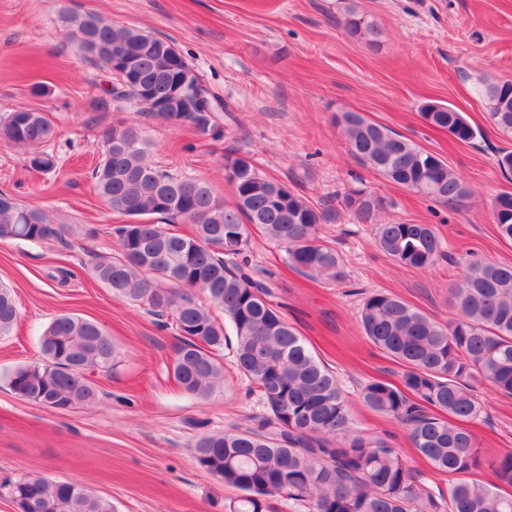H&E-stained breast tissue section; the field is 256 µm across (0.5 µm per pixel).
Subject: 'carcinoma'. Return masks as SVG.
Instances as JSON below:
<instances>
[{
	"label": "carcinoma",
	"instance_id": "obj_1",
	"mask_svg": "<svg viewBox=\"0 0 512 512\" xmlns=\"http://www.w3.org/2000/svg\"><path fill=\"white\" fill-rule=\"evenodd\" d=\"M346 34L376 46L382 30L354 8L344 13ZM99 45L89 50L83 35ZM68 38L92 60L112 69V54L129 48L135 79L112 74L114 102L134 101L150 117L192 123L213 140L224 135L221 115L229 106L207 84L174 43L153 33L118 26L94 13L71 21ZM182 100L169 110L184 79ZM494 125L512 136V82L485 87ZM424 124L444 129L455 141L476 137L463 113L426 103ZM348 151L390 182L458 209L466 184L437 154L358 112L336 116ZM0 134L27 151L28 166L50 172L56 157L43 150L54 130L40 112L17 110L0 118ZM104 152L93 177L113 212L129 218L117 225L118 255H99L91 276L112 293L171 320L178 338L173 372L187 394L208 399L224 388L221 353L232 350L235 369L256 388L266 415L257 427L233 426L202 435L195 444L199 465L235 491L228 512H270L287 500L307 512H512V451L482 456L463 422L478 418L477 389L488 386L512 396V266L470 265L452 289L455 318L442 323L400 297L373 291L363 298L359 322L366 338L403 366L401 382L372 381L363 403L404 426L412 447L448 484L420 483L400 448L380 434L355 426L350 403L336 376L306 339L269 300L266 285L243 272L251 231L260 229L282 245L288 264L328 284L347 280L338 250L319 236L323 209L288 185L263 174L254 163L224 172L234 201L226 205L202 179L163 168L149 159V138L134 126L114 125L103 134ZM344 208L362 224H373L381 251L399 265L429 269L447 257L446 243L430 224L382 223L392 201L366 186L350 187ZM493 214L500 234L512 238V193L499 194ZM187 222L186 234L172 225ZM65 226L43 210L0 193V241L49 244ZM224 313V331L211 307ZM18 323L11 288L0 283V337ZM41 360L8 375L21 400L58 411L98 403L100 391L86 373L112 364L117 351L99 323L62 314L39 335ZM488 467L494 480L478 478ZM21 506L28 499L42 512H115L112 501L76 482L30 472L9 483Z\"/></svg>",
	"mask_w": 512,
	"mask_h": 512
}]
</instances>
